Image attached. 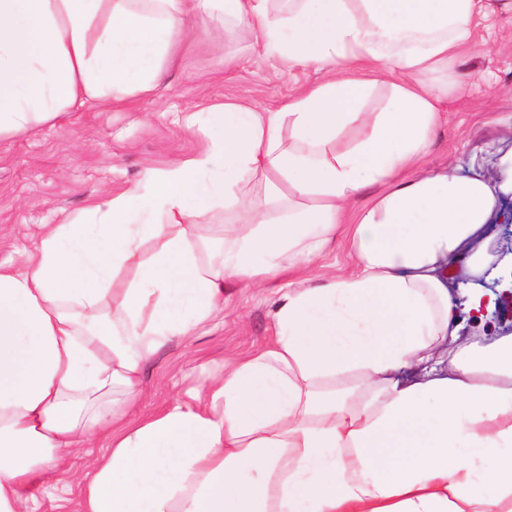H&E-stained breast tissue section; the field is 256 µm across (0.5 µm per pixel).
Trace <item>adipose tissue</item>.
Wrapping results in <instances>:
<instances>
[{
    "label": "adipose tissue",
    "mask_w": 512,
    "mask_h": 512,
    "mask_svg": "<svg viewBox=\"0 0 512 512\" xmlns=\"http://www.w3.org/2000/svg\"><path fill=\"white\" fill-rule=\"evenodd\" d=\"M486 3L0 0V139L152 94L215 22L323 73L276 110L211 106L203 156L0 263V512H36L32 488L98 437L82 512H512V334L461 340L450 292L462 277L479 308L501 267L486 229L512 151L491 175L423 165ZM340 234L349 274L290 278ZM229 280L276 284L270 341L138 417L146 366Z\"/></svg>",
    "instance_id": "obj_1"
}]
</instances>
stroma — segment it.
<instances>
[{
  "label": "stroma",
  "instance_id": "35a3bbf8",
  "mask_svg": "<svg viewBox=\"0 0 512 512\" xmlns=\"http://www.w3.org/2000/svg\"><path fill=\"white\" fill-rule=\"evenodd\" d=\"M475 41L454 65L461 87L448 120L434 133L428 164L462 175L492 171L512 149V129L495 124L512 114V9L489 0ZM312 69L288 71L257 60L248 41L196 42L172 64L157 92L123 108L94 105L63 113L35 134L0 139V261L22 265L44 225L61 224L100 198L202 154L206 142L187 125L197 112L227 100L265 108L283 105L316 83ZM271 290L231 286L224 310L195 336L170 344L147 366L140 412L152 415L186 399L223 371L226 359L263 346L273 334Z\"/></svg>",
  "mask_w": 512,
  "mask_h": 512
}]
</instances>
